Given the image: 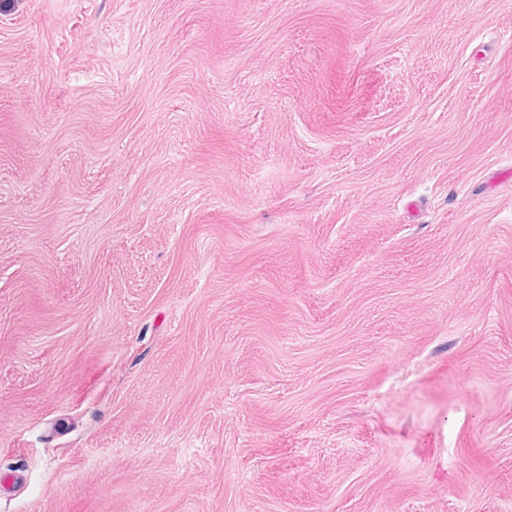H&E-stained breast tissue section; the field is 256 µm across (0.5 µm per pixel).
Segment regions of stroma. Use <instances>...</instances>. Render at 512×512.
I'll return each instance as SVG.
<instances>
[{
  "label": "stroma",
  "mask_w": 512,
  "mask_h": 512,
  "mask_svg": "<svg viewBox=\"0 0 512 512\" xmlns=\"http://www.w3.org/2000/svg\"><path fill=\"white\" fill-rule=\"evenodd\" d=\"M0 512H512V0H0Z\"/></svg>",
  "instance_id": "obj_1"
}]
</instances>
